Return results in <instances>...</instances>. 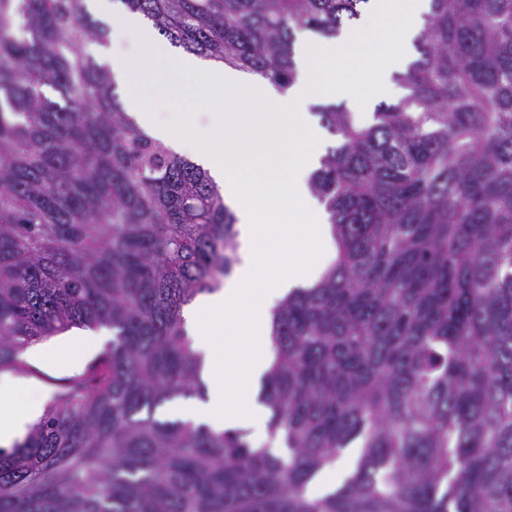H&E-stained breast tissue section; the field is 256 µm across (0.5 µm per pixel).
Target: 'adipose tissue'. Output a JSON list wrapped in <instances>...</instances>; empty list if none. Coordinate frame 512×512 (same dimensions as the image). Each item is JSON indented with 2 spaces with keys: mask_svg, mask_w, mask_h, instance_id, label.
Instances as JSON below:
<instances>
[{
  "mask_svg": "<svg viewBox=\"0 0 512 512\" xmlns=\"http://www.w3.org/2000/svg\"><path fill=\"white\" fill-rule=\"evenodd\" d=\"M108 35L96 60L126 91L137 124L207 169L237 218L240 261L222 288L183 310L186 329L204 359L205 396L179 402L177 414L217 431H248L254 445L284 454L269 437L268 409L259 401L270 369L272 313L291 289L313 284L336 259L323 208L308 176L319 165L323 133L310 106L325 101L338 67L353 65L344 93L367 112L394 96L392 80L412 60L430 0H368L356 23L336 38L302 31L295 40L297 78L286 93L230 65L180 53L142 18L93 0ZM142 83L168 93L182 84L208 100L209 111L167 121L140 93ZM50 349L74 364L112 340L108 328H75ZM43 399L22 380L0 386V446L22 437Z\"/></svg>",
  "mask_w": 512,
  "mask_h": 512,
  "instance_id": "ef3b65f1",
  "label": "adipose tissue"
}]
</instances>
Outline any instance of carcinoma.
<instances>
[{
  "label": "carcinoma",
  "mask_w": 512,
  "mask_h": 512,
  "mask_svg": "<svg viewBox=\"0 0 512 512\" xmlns=\"http://www.w3.org/2000/svg\"><path fill=\"white\" fill-rule=\"evenodd\" d=\"M200 57L287 87L295 32L366 0H121ZM85 0H0V373L73 327L100 359L0 448V512H512V0H431L408 94L311 174L336 262L275 309L271 437L160 420L205 395L182 316L238 258L209 172L135 126ZM57 92L60 100L46 96ZM360 441L336 491L308 485Z\"/></svg>",
  "instance_id": "1"
}]
</instances>
